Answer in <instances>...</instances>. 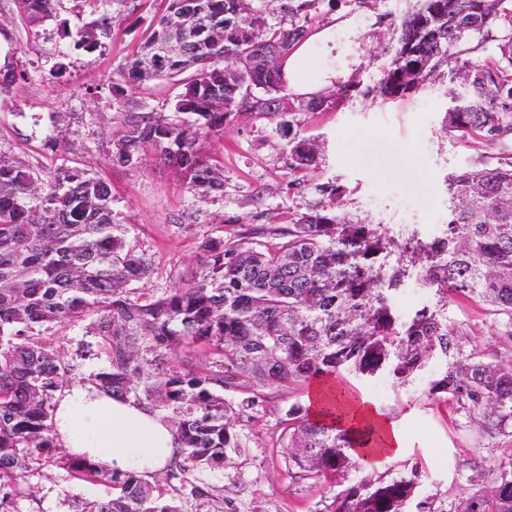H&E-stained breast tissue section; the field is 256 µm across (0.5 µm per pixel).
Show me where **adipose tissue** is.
<instances>
[{
  "label": "adipose tissue",
  "mask_w": 512,
  "mask_h": 512,
  "mask_svg": "<svg viewBox=\"0 0 512 512\" xmlns=\"http://www.w3.org/2000/svg\"><path fill=\"white\" fill-rule=\"evenodd\" d=\"M332 41L327 27L288 54L282 73L292 94L310 96L344 81L345 70H311L317 51ZM53 427L61 447L72 454L100 461L119 473L133 470L147 479L164 467L177 446L174 429L159 413L134 399L107 395L89 382H76L61 391Z\"/></svg>",
  "instance_id": "adipose-tissue-1"
}]
</instances>
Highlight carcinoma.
<instances>
[{
    "label": "carcinoma",
    "instance_id": "1",
    "mask_svg": "<svg viewBox=\"0 0 512 512\" xmlns=\"http://www.w3.org/2000/svg\"><path fill=\"white\" fill-rule=\"evenodd\" d=\"M14 2L37 24L58 0ZM169 2L137 57L118 72L113 107L151 81L174 80L182 86L174 96L179 118L128 120L113 139L112 161L138 168L153 156L178 169L192 190L218 192L224 174L200 152V138L224 131L240 113L268 115L272 101L287 98L282 63L305 38L316 0H284L285 13L303 17L286 40L257 0L241 15L239 0ZM191 11L204 20L191 54L158 55L170 24ZM500 23L497 55L471 60L482 43L469 37ZM400 28L391 67L373 92L402 97L444 65L452 79L469 72L465 105L448 113V137L487 147L512 136V0H417ZM110 34L105 11L65 37L91 52ZM348 92L343 86L288 109L321 112ZM318 153L314 142L293 137L289 175ZM319 191L328 198L322 208L295 214L286 228H257L269 243L235 235L206 241L201 269L156 295L133 287L153 273L154 260L115 222L104 180L76 167L43 180L0 156V512H10L20 480L40 457L107 488L78 512H180L137 472L114 473L58 450V393L86 360L102 361L86 380L171 422L178 448L166 479L195 475L198 496L210 495L206 472L241 447L236 426L244 412L320 378L385 373L406 384L436 359L429 400L452 402L480 437L512 430V355L465 350L467 334L448 320V301L479 303L502 316L498 335L512 341V157L495 166L479 161L449 179L448 234L431 241L346 219V190L328 182ZM411 277L430 300L402 316L395 301ZM81 322L86 339L70 359L41 339L55 324ZM186 351L204 356L205 366L186 364ZM354 400L342 388L329 392L321 420L297 401L288 405L279 440L288 468L298 480L340 478L323 512H408L421 481L415 469L343 482L360 445ZM454 512H512V461Z\"/></svg>",
    "mask_w": 512,
    "mask_h": 512
}]
</instances>
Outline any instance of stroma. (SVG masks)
Masks as SVG:
<instances>
[{
  "label": "stroma",
  "instance_id": "1",
  "mask_svg": "<svg viewBox=\"0 0 512 512\" xmlns=\"http://www.w3.org/2000/svg\"><path fill=\"white\" fill-rule=\"evenodd\" d=\"M416 0H317L309 32L333 29L332 50L318 51L314 69L350 66L352 90L323 112H282L268 119L240 114L220 136L201 139L202 153L219 160L223 194L204 196L189 189L177 169L153 159L141 167L112 162V138L128 119L142 112H174L162 84L135 95L123 111L112 107L117 71L136 54L141 35L166 10L165 0H60L56 16L30 24L14 0H0V68L16 79L0 93V154L29 165L42 176L61 167H78L106 181L112 189L117 223L131 225V238L155 263L154 274L140 286L149 293L180 287L199 270L210 239L246 236L254 227L287 226L291 213L326 205L321 184L345 187V217L392 230H418L423 238L440 236L448 223V179L477 161L496 163L512 151V141L474 147L449 139L445 130L449 93L455 84L440 69L415 92L388 99L371 88L393 60L398 27ZM111 17V36L101 50L88 54L70 49L60 21L77 28ZM55 142H48V131ZM319 142L318 157L304 171L300 185L287 188L289 139ZM448 316L478 340L488 354L506 356L512 343L496 336L498 316L462 299L448 304ZM438 362L407 385L386 375L346 384L375 405L403 436L397 458L380 457L379 471L407 472L422 464L420 494L438 495L446 512L471 494L474 471L493 480L512 459V436L485 440L470 433L465 418L451 404L431 402L427 382ZM288 394H276L238 422L241 448L224 467L208 476L215 491L197 496L188 483H164L166 497L183 512H322L337 481L292 477L279 445ZM25 480L34 496L17 497L14 512H73L95 499L98 486L74 480L45 461L32 462Z\"/></svg>",
  "mask_w": 512,
  "mask_h": 512
}]
</instances>
